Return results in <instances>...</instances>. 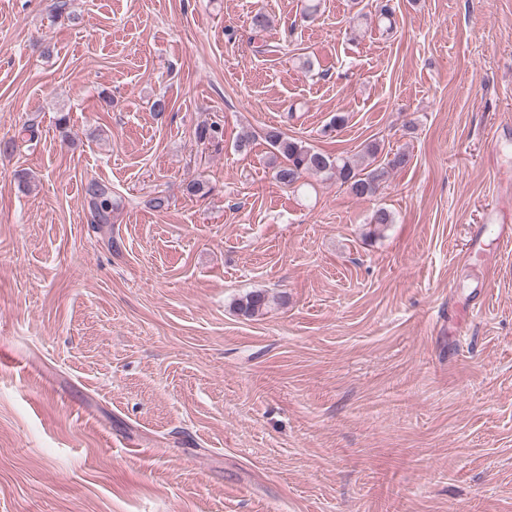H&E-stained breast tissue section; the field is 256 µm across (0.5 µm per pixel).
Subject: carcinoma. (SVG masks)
Returning a JSON list of instances; mask_svg holds the SVG:
<instances>
[{
	"mask_svg": "<svg viewBox=\"0 0 512 512\" xmlns=\"http://www.w3.org/2000/svg\"><path fill=\"white\" fill-rule=\"evenodd\" d=\"M197 138L203 143L219 146L224 141V126L216 121L205 124L198 129ZM264 139L270 147V164L274 178L288 187L295 185L305 175H320L340 181L358 198L373 197L384 187L393 170L408 163V156L397 152L386 163L366 170L350 157L327 153L288 136L278 127L266 129ZM392 223L394 215L385 207L377 208L369 221L374 226V235ZM267 306V293L256 290L238 300L236 311L242 316L252 318L263 314Z\"/></svg>",
	"mask_w": 512,
	"mask_h": 512,
	"instance_id": "cac0c4a2",
	"label": "carcinoma"
}]
</instances>
